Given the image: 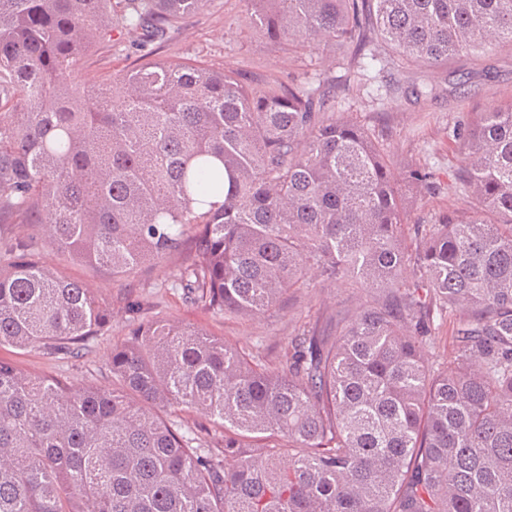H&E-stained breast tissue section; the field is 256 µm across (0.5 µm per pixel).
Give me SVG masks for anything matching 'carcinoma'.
Segmentation results:
<instances>
[{
  "label": "carcinoma",
  "instance_id": "carcinoma-1",
  "mask_svg": "<svg viewBox=\"0 0 512 512\" xmlns=\"http://www.w3.org/2000/svg\"><path fill=\"white\" fill-rule=\"evenodd\" d=\"M124 2L0 0V347L78 357L112 324L26 227L114 279L181 254L167 287L214 318L313 276L366 298L276 360L158 317L112 348L108 387L0 359V512H512V101L454 131L463 207L411 226L408 193L438 186L415 167L402 191L336 116L350 84L158 59L209 0ZM245 2L271 43L345 46L389 96L512 46V0ZM118 29L140 54L107 97L80 71Z\"/></svg>",
  "mask_w": 512,
  "mask_h": 512
}]
</instances>
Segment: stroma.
<instances>
[{"label": "stroma", "instance_id": "35a3bbf8", "mask_svg": "<svg viewBox=\"0 0 512 512\" xmlns=\"http://www.w3.org/2000/svg\"><path fill=\"white\" fill-rule=\"evenodd\" d=\"M156 52L166 59H198L260 78L276 76L284 80L293 75L329 72L343 78L349 74L347 49H337L335 59L321 57L313 61L287 46L270 44L252 27L245 0H209L202 12L159 43ZM134 58L135 50L125 37L90 53L83 75L102 79L127 70ZM457 66L472 70L465 86H458L448 67H418L407 73L406 82L436 84L435 93L415 98L403 92L384 103L349 96L337 104L338 111L353 114L382 132L396 177H403L411 167H423L433 173L438 184L436 192L408 202V221L412 224L433 223L438 215L461 207L460 196L448 189L461 160L453 128L468 123L472 113L492 111L512 97L511 52L498 53L485 67L469 66L464 59L458 60ZM39 247L44 262L90 282L101 298L129 296L142 300L148 316L188 324L224 340L230 347L257 349L272 356L287 347L299 324L325 326L337 311L356 312L363 301L362 295L345 285L326 288L317 282L309 291L285 297L261 317L224 321L200 312L167 289L166 282L180 264V257L143 267L134 277L115 282L100 273L68 266L47 241H40ZM128 321L124 311H113L110 330L90 339L79 358L54 357L36 348H0V358L12 360L34 374L65 378L77 387L104 385L111 380L112 349L125 342Z\"/></svg>", "mask_w": 512, "mask_h": 512}]
</instances>
